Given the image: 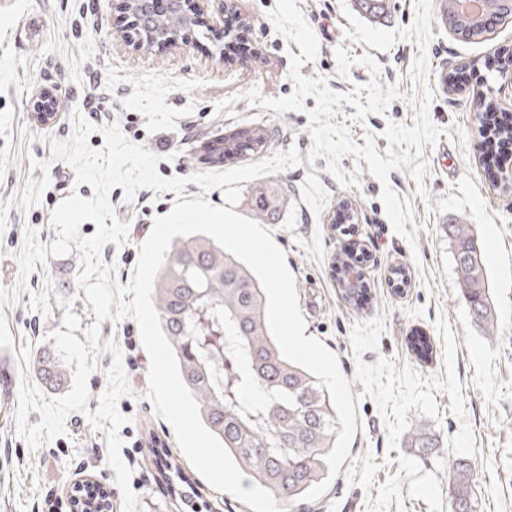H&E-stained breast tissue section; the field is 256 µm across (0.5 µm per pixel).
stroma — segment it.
I'll return each instance as SVG.
<instances>
[{
  "mask_svg": "<svg viewBox=\"0 0 512 512\" xmlns=\"http://www.w3.org/2000/svg\"><path fill=\"white\" fill-rule=\"evenodd\" d=\"M275 0H236L244 21L242 37L253 55L225 57L224 25L191 33L186 44L163 51L134 49L119 34L120 0H0V354L11 375L0 380V512H70L73 484L93 479L112 491V512H122V495L108 465L105 432L94 429L88 412L96 411L107 385L113 356L99 355L89 377L86 412L71 413L64 435L30 447L15 419L21 384H34L33 355L53 346L71 299L80 320L76 337L100 323L102 339H115L131 393L118 402L128 422L120 429L121 457L132 470L130 488L144 512H188L184 500L172 498L157 478L149 452L150 439L163 441L196 490L208 512H252L234 495L214 488L192 466L173 430L155 416L146 400L149 355L137 323L97 321L92 306L77 294L76 278L83 270L78 253L48 257L29 278H22L19 256L27 236L47 246L58 232L51 214L60 202L78 192L93 196L90 185H76L72 166L51 158V141L68 140L73 116L94 104L105 124L118 125L131 142L158 155L157 171L165 178L184 177L185 199L206 195L224 206L221 189L202 193L190 183L198 172L213 171L201 147L232 133L262 128L274 135L262 154L248 153L235 166L255 162L294 148L302 165L267 175L279 190V210L272 222L273 239L286 253L293 273L306 335L321 340L339 360L351 383L356 432L348 458L327 491L304 500L292 512H450L446 458L427 457L407 447L404 437L422 425L436 434L448 455L470 458L475 469V493L480 512H512V193H502L503 174H490L478 160L480 118L476 91L498 88L497 57L512 49V24L475 40L453 36L440 18H433V38L427 49L415 39L396 41L380 51L349 40L351 24L345 13L354 0H297L319 42L315 59L300 72L324 77L337 92H349L377 77L382 87L397 86L400 96L385 114L368 115L365 123L348 124L356 144L373 135L378 152H385L387 123L412 125L421 101H428L432 123L441 131L435 146L424 149L427 197H420L408 168L389 173L399 197L408 199L419 225L415 244L396 235L379 199L381 185L367 164L344 156L340 165L356 172L359 184L339 186L326 172L327 161L305 159L312 146L304 111L276 114L249 107L242 92L259 87L268 97L290 95L289 57L299 47L276 32L268 12ZM345 48L359 62L349 78L337 73L336 48ZM426 54L431 73L420 87L409 70ZM379 67L371 73L361 56ZM460 70L465 85L449 91L444 76ZM97 72L98 90L86 76ZM51 89L60 98L53 123L41 124L34 100ZM238 95V102L221 101ZM174 192L138 190L126 202L122 187L109 201L115 215L129 226L122 246L106 244L104 263L115 265L120 284H128L138 249L150 234L155 217L170 212ZM348 202L356 237L370 260L364 277L372 292L362 308L348 305L331 275L334 257L344 245L332 224L340 202ZM474 225L481 242L489 288L497 315L495 335L474 325L461 296L446 225ZM405 267L410 285L404 294L392 291L389 272ZM429 336L433 354L423 362L407 346L412 331Z\"/></svg>",
  "mask_w": 512,
  "mask_h": 512,
  "instance_id": "obj_1",
  "label": "stroma"
}]
</instances>
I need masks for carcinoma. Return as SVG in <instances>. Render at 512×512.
<instances>
[{"mask_svg":"<svg viewBox=\"0 0 512 512\" xmlns=\"http://www.w3.org/2000/svg\"><path fill=\"white\" fill-rule=\"evenodd\" d=\"M367 17L386 10L387 0H356ZM185 16L171 9L156 14L155 25L176 28ZM512 141V124L503 121L483 137L485 163L495 160L498 144ZM234 147L215 140L208 150L211 162L237 158ZM277 194L267 186L253 190V215L261 223L276 214ZM448 242L473 323L491 336L496 310L477 233L471 224L447 225ZM364 254L362 245L345 244L332 266L342 296L358 306L368 299L365 282L348 280ZM267 298L250 269L215 240L196 234L174 241L154 281L153 303L162 330L172 344L183 381L198 402L204 425L223 443L245 483L268 490L282 509L302 500L303 494L324 480L325 462L336 441L337 418L329 393L317 378L286 361L266 322ZM416 358L433 353L430 337L416 331L407 336ZM32 373L48 391L67 383L64 364L48 348L36 354ZM410 448L427 454L441 448L436 435L424 427L406 435ZM151 457L159 480L169 490L189 499L193 484L158 440L151 441ZM448 463V497L454 512H477L473 490L474 468L469 458L453 456ZM77 512H112L111 494L99 483L74 490Z\"/></svg>","mask_w":512,"mask_h":512,"instance_id":"1","label":"carcinoma"}]
</instances>
